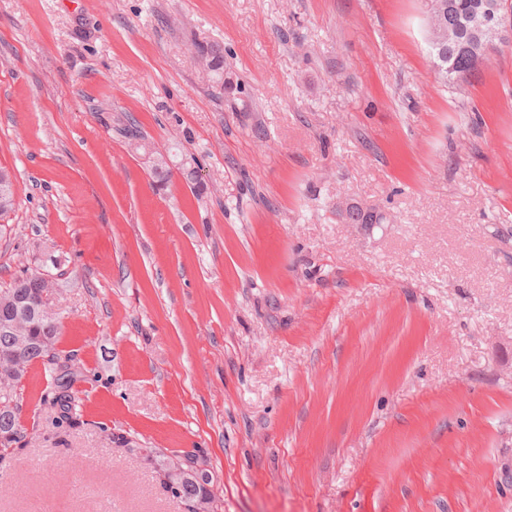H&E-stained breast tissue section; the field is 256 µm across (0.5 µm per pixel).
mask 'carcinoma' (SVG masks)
<instances>
[{
    "instance_id": "carcinoma-1",
    "label": "carcinoma",
    "mask_w": 512,
    "mask_h": 512,
    "mask_svg": "<svg viewBox=\"0 0 512 512\" xmlns=\"http://www.w3.org/2000/svg\"><path fill=\"white\" fill-rule=\"evenodd\" d=\"M503 0H435L429 17L430 54L443 84L465 81L483 65L492 50L512 44V33L497 39L486 38L480 31L488 21L482 5ZM196 53L217 71L221 65L219 49L194 44ZM153 177L165 183L171 176L169 157L155 152L149 157ZM17 195L10 173L0 168V218L13 212ZM66 287L52 273L47 261L26 266L11 285L0 289V447L9 448L23 437L15 403L16 389L24 370L40 362L51 378L52 390L42 396L43 404L56 410L57 423L71 425L77 418V404L72 392L75 372L70 359L55 349L59 322L53 308V297ZM193 459L163 470V477L178 485L187 512H202L210 492L205 476L196 473Z\"/></svg>"
}]
</instances>
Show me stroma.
<instances>
[{
	"label": "stroma",
	"mask_w": 512,
	"mask_h": 512,
	"mask_svg": "<svg viewBox=\"0 0 512 512\" xmlns=\"http://www.w3.org/2000/svg\"><path fill=\"white\" fill-rule=\"evenodd\" d=\"M426 11L0 0V287L55 261L79 399L29 368L0 512H186L187 452L208 512H512V50L441 85ZM17 206V195L10 173L0 168V218L13 212ZM192 463V458H185L184 462L163 469V477L164 480L167 479L178 485L179 488L169 486L168 492L176 497H181L182 492L184 499L181 498V500L188 512L205 511L202 509L205 508V504L209 503L210 496V492L205 486L208 484V480L205 476L194 471Z\"/></svg>",
	"instance_id": "obj_1"
}]
</instances>
